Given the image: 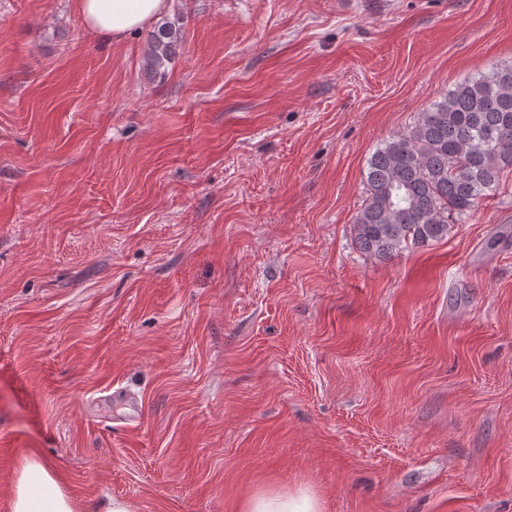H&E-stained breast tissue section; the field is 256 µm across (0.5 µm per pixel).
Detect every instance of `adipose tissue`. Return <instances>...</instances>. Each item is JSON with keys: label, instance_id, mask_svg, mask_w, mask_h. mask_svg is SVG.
<instances>
[{"label": "adipose tissue", "instance_id": "adipose-tissue-1", "mask_svg": "<svg viewBox=\"0 0 512 512\" xmlns=\"http://www.w3.org/2000/svg\"><path fill=\"white\" fill-rule=\"evenodd\" d=\"M169 0H76L83 24L105 40L120 42L133 30L159 18ZM10 512H80V505L61 486L52 466L28 458L18 476ZM246 512H322L320 502L303 492L263 493L251 500Z\"/></svg>", "mask_w": 512, "mask_h": 512}]
</instances>
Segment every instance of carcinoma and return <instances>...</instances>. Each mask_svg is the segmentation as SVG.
<instances>
[{"instance_id":"cac0c4a2","label":"carcinoma","mask_w":512,"mask_h":512,"mask_svg":"<svg viewBox=\"0 0 512 512\" xmlns=\"http://www.w3.org/2000/svg\"><path fill=\"white\" fill-rule=\"evenodd\" d=\"M180 44V29L162 20L144 70L165 75ZM511 174L512 68H496L457 84L372 153L356 243L382 261L442 241L449 220L468 215Z\"/></svg>"}]
</instances>
